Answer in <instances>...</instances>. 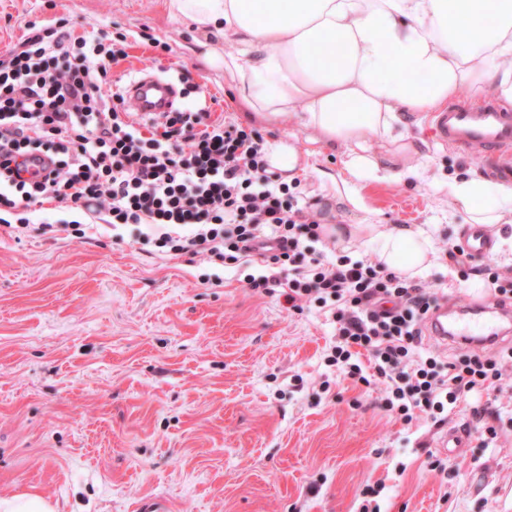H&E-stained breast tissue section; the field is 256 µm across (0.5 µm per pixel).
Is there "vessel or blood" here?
Wrapping results in <instances>:
<instances>
[{"instance_id":"vessel-or-blood-1","label":"vessel or blood","mask_w":512,"mask_h":512,"mask_svg":"<svg viewBox=\"0 0 512 512\" xmlns=\"http://www.w3.org/2000/svg\"><path fill=\"white\" fill-rule=\"evenodd\" d=\"M122 93L144 119L161 117L177 104L174 84L143 70L124 85ZM433 125L436 135L457 150H481L490 175L512 181V112L491 104H457L436 113ZM460 246L475 258L488 257L493 250L490 235L478 224L465 230ZM427 327L430 336L443 342L477 346L497 341L512 333V304L474 298L461 307L442 298L430 311Z\"/></svg>"}]
</instances>
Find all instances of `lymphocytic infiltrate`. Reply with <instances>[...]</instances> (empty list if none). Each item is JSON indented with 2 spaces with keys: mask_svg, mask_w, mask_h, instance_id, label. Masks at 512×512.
I'll use <instances>...</instances> for the list:
<instances>
[{
  "mask_svg": "<svg viewBox=\"0 0 512 512\" xmlns=\"http://www.w3.org/2000/svg\"><path fill=\"white\" fill-rule=\"evenodd\" d=\"M124 53L122 40L77 37L58 22L0 57V212L23 225L47 201L104 214L139 225L140 243L162 253L245 270L248 288L289 313L330 308L328 363L378 387L386 411L441 426L472 396L470 432L481 447L496 443L512 347L464 346L438 360L424 347L436 292L382 263L312 250L324 234L318 214L270 170L259 129L199 109L166 113L142 132L131 102L103 91Z\"/></svg>",
  "mask_w": 512,
  "mask_h": 512,
  "instance_id": "f902f5d3",
  "label": "lymphocytic infiltrate"
}]
</instances>
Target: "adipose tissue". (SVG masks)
<instances>
[{
    "label": "adipose tissue",
    "mask_w": 512,
    "mask_h": 512,
    "mask_svg": "<svg viewBox=\"0 0 512 512\" xmlns=\"http://www.w3.org/2000/svg\"><path fill=\"white\" fill-rule=\"evenodd\" d=\"M197 36L199 58L224 73L239 99L269 123L295 117L317 141L344 150L350 176L336 193L358 206L365 179L415 175L397 168L418 149L405 115L444 108L461 87L512 103V0H167ZM238 49L225 53V39ZM386 145L371 153L368 143ZM448 193L474 224L512 223V185L455 178ZM388 268L413 278L437 258L423 230L353 224Z\"/></svg>",
    "instance_id": "ef3b65f1"
}]
</instances>
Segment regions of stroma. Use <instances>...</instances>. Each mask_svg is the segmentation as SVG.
<instances>
[{"mask_svg": "<svg viewBox=\"0 0 512 512\" xmlns=\"http://www.w3.org/2000/svg\"><path fill=\"white\" fill-rule=\"evenodd\" d=\"M67 19L75 35L126 37L108 89L135 70L174 79L183 103L245 122L231 83L199 60L193 33L165 0H0V56L30 23ZM422 177L359 184V207L336 205L343 151L310 142L281 120L257 121L266 139L291 137L290 171L327 223L428 228L438 258L422 280L463 304L484 293L449 258L466 215L446 183L482 177L485 156L440 144L429 117L409 115ZM45 204L18 230L0 223V497L27 493L56 512H359L365 485L380 512H512V428L496 447L445 448L465 407L441 427L405 426L380 393L355 385L324 354L327 310L289 314L246 288L243 273L206 281L202 258H172L103 220L74 237ZM52 232H44V225ZM450 461L429 470L428 454Z\"/></svg>", "mask_w": 512, "mask_h": 512, "instance_id": "35a3bbf8", "label": "stroma"}]
</instances>
